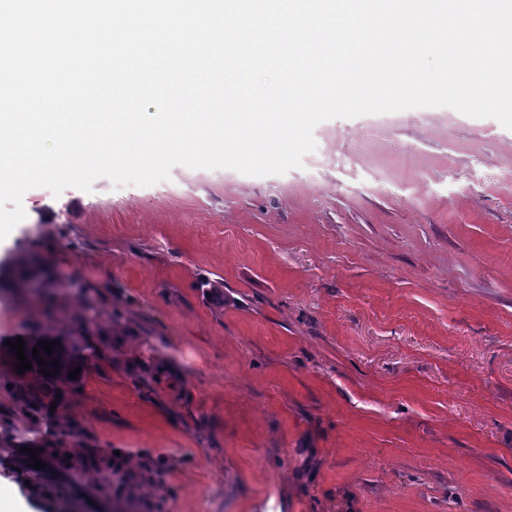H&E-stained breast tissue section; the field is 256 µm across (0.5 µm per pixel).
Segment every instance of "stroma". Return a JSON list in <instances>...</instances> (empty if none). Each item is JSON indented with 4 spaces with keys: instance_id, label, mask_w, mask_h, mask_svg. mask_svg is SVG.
<instances>
[{
    "instance_id": "1",
    "label": "stroma",
    "mask_w": 512,
    "mask_h": 512,
    "mask_svg": "<svg viewBox=\"0 0 512 512\" xmlns=\"http://www.w3.org/2000/svg\"><path fill=\"white\" fill-rule=\"evenodd\" d=\"M282 175L33 188L0 240V339L102 350L61 412L68 492L113 462L163 512H512V130L447 107L318 124ZM56 282L25 303L17 260ZM0 362V424L41 439ZM96 467H87V457ZM15 512L48 480L0 466Z\"/></svg>"
}]
</instances>
